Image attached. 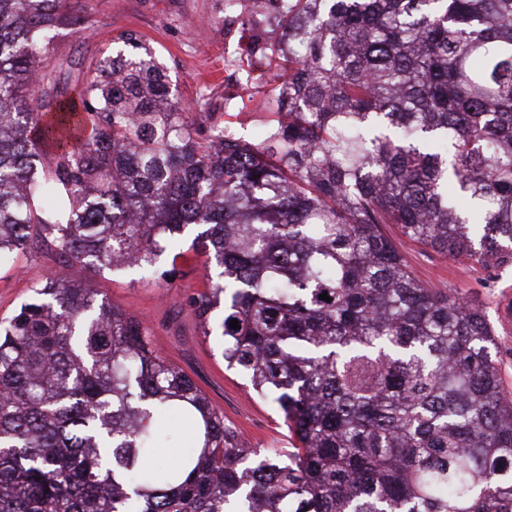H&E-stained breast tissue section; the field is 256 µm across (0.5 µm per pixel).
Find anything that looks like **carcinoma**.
<instances>
[{
    "instance_id": "cac0c4a2",
    "label": "carcinoma",
    "mask_w": 512,
    "mask_h": 512,
    "mask_svg": "<svg viewBox=\"0 0 512 512\" xmlns=\"http://www.w3.org/2000/svg\"><path fill=\"white\" fill-rule=\"evenodd\" d=\"M69 9L0 0V263L37 238L68 262L0 321V512H512L494 330L382 228L512 265V0H288L262 147L192 129L131 33L58 99L40 64ZM189 225L216 271L191 312L289 448L244 447L91 287ZM174 414L189 451L144 467Z\"/></svg>"
}]
</instances>
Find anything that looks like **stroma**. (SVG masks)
<instances>
[{
  "mask_svg": "<svg viewBox=\"0 0 512 512\" xmlns=\"http://www.w3.org/2000/svg\"><path fill=\"white\" fill-rule=\"evenodd\" d=\"M217 0H77L74 27L60 30L46 55L44 68L58 77L59 90L72 95L92 65L121 49V34L134 33L154 52L171 83L186 102L205 97L204 111L187 119L197 131L224 119V57L240 52L225 42L224 16ZM396 243L416 278L426 287L451 293L478 306L495 331L500 371L512 392V268L493 270L461 259L439 256L416 243ZM203 254L181 241L168 249L153 271L103 272L92 285L108 300L130 312L147 329L162 357L177 364L206 394L224 422L251 445L284 448L288 429L276 408L252 394L245 380L224 367L214 337L202 334L190 314L189 301L209 286ZM66 270L52 241L14 253L0 266V319L9 317L52 273Z\"/></svg>",
  "mask_w": 512,
  "mask_h": 512,
  "instance_id": "1",
  "label": "stroma"
}]
</instances>
